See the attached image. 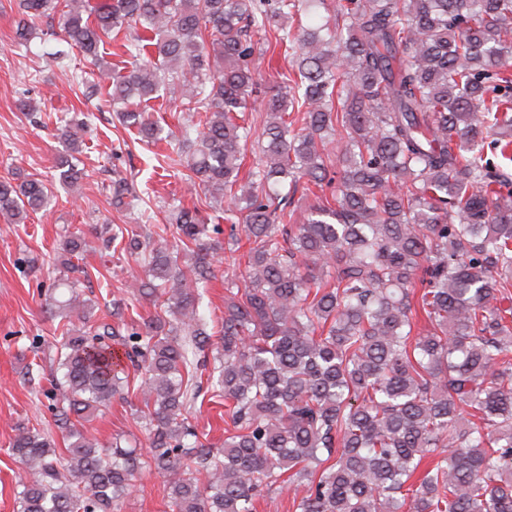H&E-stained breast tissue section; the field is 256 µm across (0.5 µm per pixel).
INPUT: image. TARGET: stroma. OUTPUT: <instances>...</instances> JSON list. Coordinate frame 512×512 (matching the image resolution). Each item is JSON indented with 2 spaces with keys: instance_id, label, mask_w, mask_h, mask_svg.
<instances>
[{
  "instance_id": "35a3bbf8",
  "label": "stroma",
  "mask_w": 512,
  "mask_h": 512,
  "mask_svg": "<svg viewBox=\"0 0 512 512\" xmlns=\"http://www.w3.org/2000/svg\"><path fill=\"white\" fill-rule=\"evenodd\" d=\"M19 19L17 8H0V178L21 168L48 182L54 199L47 208L29 213L24 223L0 232V512H14V495L27 477L10 452L16 424L40 425L52 434L58 450L67 446L43 395L47 381L27 372L33 357L46 361L55 351L58 322L44 312V290L53 275L60 236L73 227L118 224L148 235L150 244L169 243L174 233L170 214L180 206L197 207L208 224L229 228L223 209L213 204L210 194H186V168L170 164L173 150L168 141H141L120 123L107 93L92 95L80 85L85 67L77 51L57 60L59 43L42 35L28 45L16 44L13 32ZM23 98L37 105L43 124L30 123L18 110ZM59 117L90 123L79 156L84 176L72 188L53 180L54 166L66 153L57 136ZM117 154L122 171L136 178L141 201L133 208L112 203ZM83 265L84 284L96 294L120 290L122 283L143 272L140 259L120 253L110 264H102L95 249L85 252ZM141 406L135 397L116 400L98 414L91 426L100 443L107 446L120 438L146 444L147 435L135 414ZM192 422L214 446L223 445V399L199 397ZM168 502L163 475L146 470L122 501L120 512H168Z\"/></svg>"
}]
</instances>
